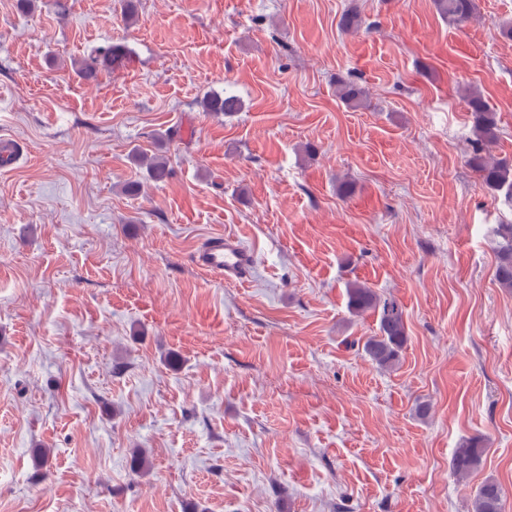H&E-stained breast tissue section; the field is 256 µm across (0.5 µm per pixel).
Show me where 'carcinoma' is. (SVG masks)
Instances as JSON below:
<instances>
[{
	"mask_svg": "<svg viewBox=\"0 0 512 512\" xmlns=\"http://www.w3.org/2000/svg\"><path fill=\"white\" fill-rule=\"evenodd\" d=\"M437 10L449 21L463 24L478 13L477 0H435ZM361 17L354 8L346 10L338 26L345 32L358 29ZM132 53L123 44H113L82 60L78 68L79 78L87 84L99 83L101 77L120 66ZM338 96L346 103H358L365 91L352 80H341ZM472 119L474 139L467 164L478 173L488 193H504L512 198V161L491 156L490 148L498 138L497 113L479 92L466 98ZM200 107L208 115H229L242 109L240 99L223 92H209L200 101ZM139 163L146 165L148 177L153 182H163L171 174L167 159L161 155L141 156ZM502 239L497 254L496 278L504 288H512V224L498 228ZM347 306L354 315L371 312L377 316L378 332L368 337L363 350L377 368L392 371L398 366L408 341L405 311L398 299L377 293L369 286L353 282L347 288ZM485 446L479 439H470L457 448L449 461V470L457 481H464L481 465ZM504 490L495 480L482 482L471 499V512H502Z\"/></svg>",
	"mask_w": 512,
	"mask_h": 512,
	"instance_id": "carcinoma-1",
	"label": "carcinoma"
}]
</instances>
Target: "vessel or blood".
Returning a JSON list of instances; mask_svg holds the SVG:
<instances>
[{
    "label": "vessel or blood",
    "instance_id": "b4317fda",
    "mask_svg": "<svg viewBox=\"0 0 512 512\" xmlns=\"http://www.w3.org/2000/svg\"><path fill=\"white\" fill-rule=\"evenodd\" d=\"M191 261L203 272L227 282H238L250 275L255 254L236 236L218 234L207 238L193 252Z\"/></svg>",
    "mask_w": 512,
    "mask_h": 512
}]
</instances>
